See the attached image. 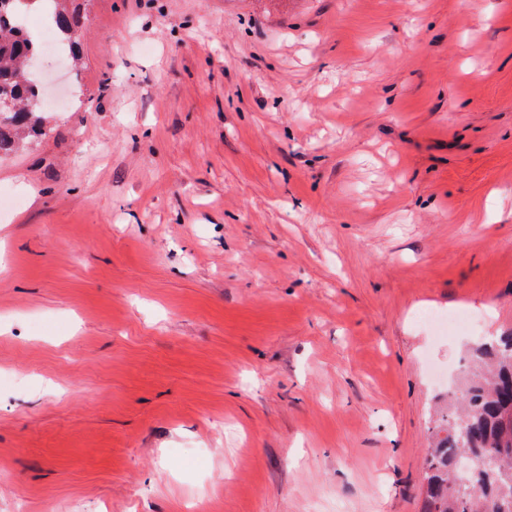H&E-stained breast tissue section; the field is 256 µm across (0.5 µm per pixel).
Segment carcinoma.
<instances>
[{
	"instance_id": "cac0c4a2",
	"label": "carcinoma",
	"mask_w": 512,
	"mask_h": 512,
	"mask_svg": "<svg viewBox=\"0 0 512 512\" xmlns=\"http://www.w3.org/2000/svg\"><path fill=\"white\" fill-rule=\"evenodd\" d=\"M0 155L46 135L43 92L30 61L37 39L24 18L49 10L58 36L74 42L80 8L71 0H0ZM468 382L443 413L423 464L422 512H512V335L472 348Z\"/></svg>"
}]
</instances>
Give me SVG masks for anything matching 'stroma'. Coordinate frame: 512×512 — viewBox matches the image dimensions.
<instances>
[{
  "label": "stroma",
  "instance_id": "1",
  "mask_svg": "<svg viewBox=\"0 0 512 512\" xmlns=\"http://www.w3.org/2000/svg\"><path fill=\"white\" fill-rule=\"evenodd\" d=\"M79 3L0 158V512H421L512 333V0Z\"/></svg>",
  "mask_w": 512,
  "mask_h": 512
}]
</instances>
